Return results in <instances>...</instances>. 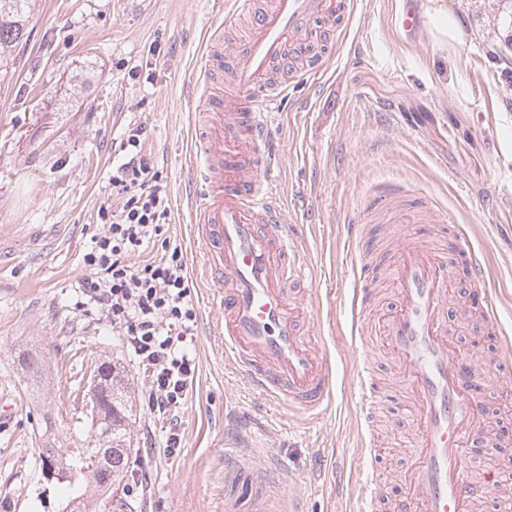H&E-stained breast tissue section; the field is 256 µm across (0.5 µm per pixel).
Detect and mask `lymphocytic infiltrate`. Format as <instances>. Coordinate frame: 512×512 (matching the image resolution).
<instances>
[{"mask_svg":"<svg viewBox=\"0 0 512 512\" xmlns=\"http://www.w3.org/2000/svg\"><path fill=\"white\" fill-rule=\"evenodd\" d=\"M144 131L122 140L125 160L110 177L120 209L102 204L100 229L82 255L83 288L150 378L147 407L169 427L167 452L181 445L180 413L193 386L188 350L197 332L193 282L169 233L168 185L142 147Z\"/></svg>","mask_w":512,"mask_h":512,"instance_id":"lymphocytic-infiltrate-1","label":"lymphocytic infiltrate"}]
</instances>
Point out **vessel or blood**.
<instances>
[{
    "mask_svg": "<svg viewBox=\"0 0 512 512\" xmlns=\"http://www.w3.org/2000/svg\"><path fill=\"white\" fill-rule=\"evenodd\" d=\"M348 0H227L224 22L210 36L198 64L197 87L203 104L194 150L188 157L193 188L189 229L198 260L197 275L210 285L218 317L211 334L224 339V356L255 388L317 416L333 399L330 361L311 331L312 311L304 303L307 264L284 225L283 202L270 177L274 158L267 148L268 113L277 111L285 88L269 75L290 46L309 41L316 23L332 19L344 26ZM248 19L246 34L233 42L239 59L224 72V32ZM233 91L224 94V82ZM399 186L385 184L369 196L371 211L386 213L380 240L390 260L384 275L395 305L371 316L376 292L366 287L369 268L358 263L348 308L360 340L363 363L357 376L359 408L369 413L381 401L376 385L375 346L391 356L409 400L415 443L403 472L408 493L392 512H474L491 492L512 498V488L492 489L468 470L474 455L479 403L467 382L479 371L451 336L455 264L464 245L454 234L436 243L419 234L423 224L441 223L439 211L420 203L398 208ZM225 486L239 487L253 512H299L293 498L272 489L269 464L238 459L228 449ZM388 474L372 467L359 483L367 506L381 501Z\"/></svg>",
    "mask_w": 512,
    "mask_h": 512,
    "instance_id": "vessel-or-blood-1",
    "label": "vessel or blood"
}]
</instances>
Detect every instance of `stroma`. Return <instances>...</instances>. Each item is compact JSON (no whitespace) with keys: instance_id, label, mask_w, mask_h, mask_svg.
Masks as SVG:
<instances>
[{"instance_id":"stroma-1","label":"stroma","mask_w":512,"mask_h":512,"mask_svg":"<svg viewBox=\"0 0 512 512\" xmlns=\"http://www.w3.org/2000/svg\"><path fill=\"white\" fill-rule=\"evenodd\" d=\"M224 2L40 0L16 75L0 88V400L11 406L0 421V512H59L65 487L41 474L44 420L52 418L60 439L93 445L79 397L103 361L123 371L136 398L132 454L112 492L133 512H224L220 443L236 424L300 492L304 512H357L362 472L403 471L414 441L411 407L387 358L377 376L390 397L372 420L353 392L345 227L364 223L376 237L380 226L365 212L383 178L446 214L449 231L465 228L512 336V0H418L410 36L393 26L401 0H354L348 29L318 41L335 46L329 72L288 79L269 129L285 218L311 261L320 301L313 329L334 372L332 407L316 420L290 411L225 364L195 287L196 380L181 415L182 446L167 454L162 423L147 408L149 378L84 294L81 255L112 198L108 178L123 159L114 144L140 126L170 189V233L192 257L186 156L202 108L194 62ZM439 12L460 22L461 42L434 38ZM85 68L92 75L71 101V80ZM456 342L484 367L472 467L492 483H512V464L494 449L512 432V377L491 366L497 338L467 324ZM21 346L44 355L41 395L26 391L13 365Z\"/></svg>"}]
</instances>
